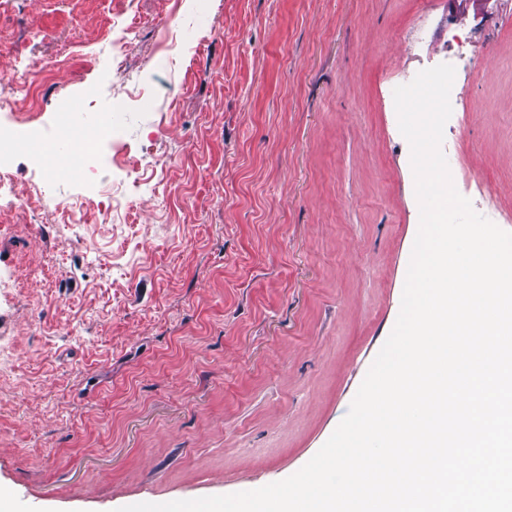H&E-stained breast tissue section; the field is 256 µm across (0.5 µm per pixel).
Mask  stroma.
Instances as JSON below:
<instances>
[{"instance_id": "stroma-1", "label": "stroma", "mask_w": 512, "mask_h": 512, "mask_svg": "<svg viewBox=\"0 0 512 512\" xmlns=\"http://www.w3.org/2000/svg\"><path fill=\"white\" fill-rule=\"evenodd\" d=\"M457 78L448 166L512 232V0H0V105L111 117L86 183L0 200V495L116 512L254 490L346 416L420 212L393 91ZM39 87L22 100L16 82Z\"/></svg>"}]
</instances>
